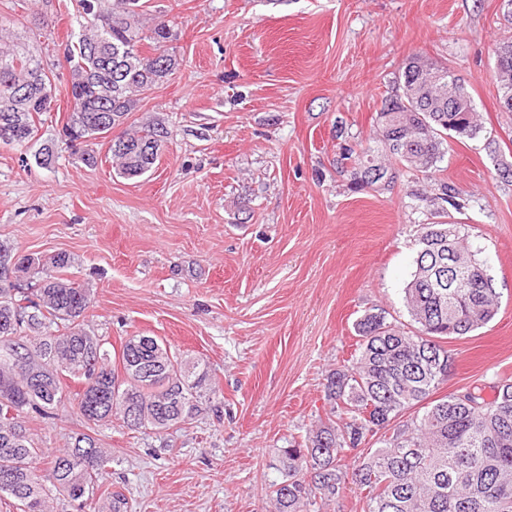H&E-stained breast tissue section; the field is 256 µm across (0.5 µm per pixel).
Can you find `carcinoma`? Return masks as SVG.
<instances>
[{"instance_id":"1","label":"carcinoma","mask_w":512,"mask_h":512,"mask_svg":"<svg viewBox=\"0 0 512 512\" xmlns=\"http://www.w3.org/2000/svg\"><path fill=\"white\" fill-rule=\"evenodd\" d=\"M72 23L76 31L63 49L73 102L65 141L93 167L103 124L120 127L124 148L110 145L108 154L118 174L141 177L158 160L143 147L167 141L169 130L159 122L136 128L126 122L180 66L168 48L175 35L167 21L148 20L142 0H76ZM497 51L502 99L512 95V41ZM49 73L37 37L0 26V144L23 147L36 138L37 120L56 102ZM409 73L414 79L402 84V94L382 102L375 130L386 157L429 175L448 152V135L475 140L483 126L465 84L448 67L416 56L401 78ZM34 157L52 167L55 145L42 144ZM347 161L362 186L384 190L396 178L368 150L344 149L340 165ZM2 252L38 288L28 294L0 281V495L17 500L20 512H50L53 496L89 499L110 455L93 435L80 433L39 475L32 462L43 450L29 438L24 415L48 418L71 401L90 426L116 419L130 430L161 431L190 423L216 389L200 363L171 353L154 336L129 337L113 363L105 340L86 328L90 291L65 277L70 256L44 261L0 245ZM482 270L463 245L460 225H421L404 288L415 330L375 308L360 318L358 355L326 378L327 420L280 449L281 479L268 484L274 512H312L317 498L334 503L349 478L363 493L361 512H512V383L497 385L489 400L478 386L430 400L454 366L443 341L497 314L496 289ZM53 324L55 332H43ZM68 379L81 384L72 395ZM407 410L413 417L398 422ZM369 436L380 446L349 468L347 451Z\"/></svg>"}]
</instances>
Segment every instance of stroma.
Wrapping results in <instances>:
<instances>
[{"label":"stroma","instance_id":"35a3bbf8","mask_svg":"<svg viewBox=\"0 0 512 512\" xmlns=\"http://www.w3.org/2000/svg\"><path fill=\"white\" fill-rule=\"evenodd\" d=\"M170 21L182 63L130 121L163 120L153 169L126 179L106 145L85 166L59 142L71 110L61 44L75 0H0V25L22 34L51 21L57 101L37 144H0V244L64 252L89 288L87 325L113 351L154 336L206 365L220 413L164 431L98 428L112 455L93 499L56 512H98L119 489L130 512H266L278 453L325 418L329 372L356 348L372 308L403 325V290L422 225L438 221L440 183L454 184L461 233L500 295L496 317L449 339L455 366L439 395L512 380V178L483 140L452 139L432 176L398 167L391 187L355 185L342 148L374 149L373 118L401 92L406 60L447 64L471 93L485 134L512 163V112L499 106L495 49L512 39L504 0H147ZM48 455L86 424L75 409L28 414Z\"/></svg>","mask_w":512,"mask_h":512}]
</instances>
